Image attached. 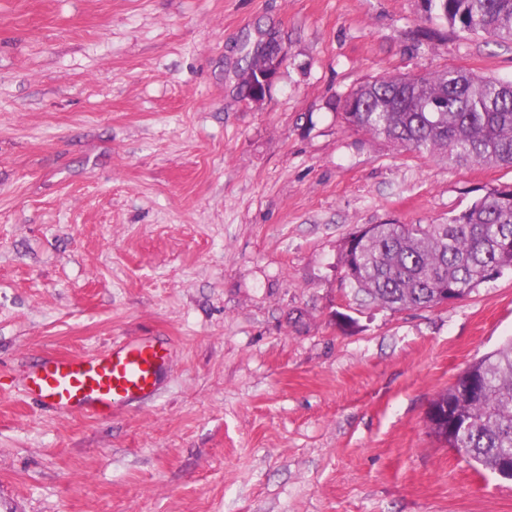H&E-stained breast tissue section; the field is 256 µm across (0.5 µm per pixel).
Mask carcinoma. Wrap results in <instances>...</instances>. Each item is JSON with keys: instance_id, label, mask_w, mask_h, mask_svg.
<instances>
[{"instance_id": "cac0c4a2", "label": "carcinoma", "mask_w": 512, "mask_h": 512, "mask_svg": "<svg viewBox=\"0 0 512 512\" xmlns=\"http://www.w3.org/2000/svg\"><path fill=\"white\" fill-rule=\"evenodd\" d=\"M429 18L512 42V0H425ZM346 125L450 164L512 167V81L446 68L417 80L384 76L344 102ZM343 278L390 310L460 300L512 271V186L490 188L441 224H374L344 241ZM433 404L431 433L475 469L512 464V339L471 363Z\"/></svg>"}]
</instances>
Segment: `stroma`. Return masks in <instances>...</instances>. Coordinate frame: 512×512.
Returning a JSON list of instances; mask_svg holds the SVG:
<instances>
[{
    "instance_id": "obj_1",
    "label": "stroma",
    "mask_w": 512,
    "mask_h": 512,
    "mask_svg": "<svg viewBox=\"0 0 512 512\" xmlns=\"http://www.w3.org/2000/svg\"><path fill=\"white\" fill-rule=\"evenodd\" d=\"M287 58L238 88L267 35ZM512 79V43L423 0H0V512H512L429 431L512 339V272L397 312L338 268L355 230L432 224L512 168L346 126L378 76ZM158 336L153 400L105 418L26 391L46 352ZM253 52L255 53L247 52L245 54L243 58L245 65L253 70H262L265 66L266 56L268 58L266 69L255 73L249 69L239 70L238 85L246 99L259 104L265 99L277 70L284 63L281 60L285 50L281 42L275 36L270 35L260 41Z\"/></svg>"
}]
</instances>
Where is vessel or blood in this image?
Listing matches in <instances>:
<instances>
[{
    "mask_svg": "<svg viewBox=\"0 0 512 512\" xmlns=\"http://www.w3.org/2000/svg\"><path fill=\"white\" fill-rule=\"evenodd\" d=\"M170 367L166 342L140 336L93 355H41L27 392L61 413L106 417L155 397Z\"/></svg>",
    "mask_w": 512,
    "mask_h": 512,
    "instance_id": "vessel-or-blood-1",
    "label": "vessel or blood"
}]
</instances>
